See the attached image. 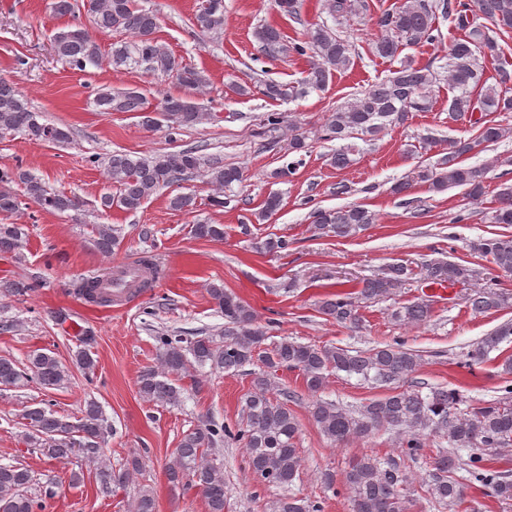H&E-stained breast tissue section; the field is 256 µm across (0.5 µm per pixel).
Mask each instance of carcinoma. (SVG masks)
I'll use <instances>...</instances> for the list:
<instances>
[{
	"label": "carcinoma",
	"mask_w": 512,
	"mask_h": 512,
	"mask_svg": "<svg viewBox=\"0 0 512 512\" xmlns=\"http://www.w3.org/2000/svg\"><path fill=\"white\" fill-rule=\"evenodd\" d=\"M367 8L366 0H324L323 9L335 20ZM52 11L60 16L77 10L84 11L90 23L100 32H126L132 41L112 47L117 64L144 67L150 73H161L174 79L180 86L196 89L205 83L204 75L184 64L156 36V14L138 4V0H53ZM443 10L455 15L465 37L448 47L446 81L452 96L448 98L450 117L470 120L474 114L485 112H512V73L502 69L496 82L483 79L482 59L496 55L497 44L489 37L474 17L490 20L502 32H512V0H398L378 21L379 34L373 40V52L381 58L393 59L405 46H422L436 41V12ZM192 25L201 33L220 34L224 31V0H206L195 13ZM265 52L274 54L283 48L282 36L272 26H261L256 32ZM298 56L308 58V68L301 80V88L269 81L260 84L264 96L284 99L320 90L334 70H345L352 63L353 45L333 29L317 24L309 28L302 42L288 47ZM51 51L71 69L84 72L99 65L101 46L82 26H67L51 38ZM441 74L432 65H421L412 59L400 62L390 76L329 113L322 126L321 138L336 140L342 145L328 155L329 164L339 170L354 163L353 139L376 137L389 126H403L416 112H427L432 107L431 92L440 83ZM94 103L98 111L143 112V96L132 89L97 90ZM160 112L171 126L200 124L211 117L188 96H168L160 105ZM21 133L31 141L67 144L71 133L56 125L40 121L39 113L14 83L0 78V134ZM505 134V129L490 121L481 123L473 139L448 142V151L434 163L419 165L413 171L414 180L428 184L435 192L463 186L466 195L478 200L485 194L486 169L461 165L464 156L483 144L494 143ZM91 164L103 168L106 179L118 193L101 197L105 211L118 207L127 212L140 209L143 202L156 191L170 186L182 176L193 174L200 167V159L191 149L171 151L153 157L117 153L109 157L92 156ZM207 182L218 190L231 189L241 182L242 173L226 168L216 161L205 171ZM19 186L15 191L13 186ZM28 199L42 210L65 213L79 209L80 201L54 189L21 166L0 171V215L17 213L22 199ZM280 194L271 192L255 213L256 219H269L280 207ZM492 224H512V185L499 191L496 205L489 215ZM377 222L375 212L363 205L352 204L336 209L315 212L314 231L322 236L350 238ZM96 248L109 253L123 239L122 228L116 224L95 226ZM193 234L198 238L221 240L222 224H196ZM24 224H0V253L20 255L26 243ZM472 249L490 258L495 267L512 273V236L481 238ZM414 272L408 266L389 265L381 275L365 279L357 295L338 291L334 297L321 302L323 315L339 324H356L360 320L359 302L378 300L403 287ZM478 276L470 266L443 259L430 260L421 265L419 279L430 283L473 285ZM160 270L152 257L142 256L135 263L133 274L125 270L108 272L82 279L75 284V293L85 302L109 306L112 289L124 288L137 294L153 286ZM38 287L24 280L0 281V292L9 296H24ZM209 294L224 315V344L211 337H202L187 344L177 336H159L156 366L139 377V393L144 401L160 405H178L181 390L172 376L187 369L190 362L208 365L216 371H237L246 365H258L249 389L241 397V419L232 430L214 420H206L186 432L175 448L166 468L169 483L184 488H195L204 497L209 512H224V466L210 458L214 443L229 438L243 443L254 478L270 489L279 491L273 501V512H322L317 501L305 500L288 489L302 471V458L295 440L298 421L288 409V393L283 398L274 396V375L282 368L301 372L307 392L313 397L309 404L310 416L320 432L334 444H344L352 438H366L380 430L394 431L400 436L402 456L415 460L425 447V439L432 436L448 442V449L438 452L433 470L428 474L426 498L430 508L454 509L464 501V489L478 484L490 491L502 503L512 501V478L502 471L487 466V455L512 443V404L494 402L463 412L459 409L462 395L457 389L421 387L393 392L356 409H344L331 401L317 397L332 374L356 375L375 385H390L415 373L419 354L395 341L367 351L353 352L335 346H317L290 340H278L270 335L271 327L257 324L252 307L224 290L212 285ZM473 311L488 313L512 305V293L495 288H480L469 298ZM432 307L426 301L404 304L391 311L390 318L399 325H421L430 321ZM512 336V323L500 326L482 337L469 354L470 361L481 362L497 351L500 344ZM73 365L84 375L91 376L96 360L91 345L83 344L75 355ZM71 377L70 368L54 355L35 352L22 368L10 357L0 356V388L17 386L31 379L43 389H57ZM28 431L25 443L55 460H65L76 451L97 458L95 478L105 488L123 486L131 476L143 468L142 458L136 454L126 459L125 466L115 469L107 460L98 457L101 442L112 432V427L101 407L94 400L86 404L81 417L70 422L46 407L26 411ZM469 451L464 459L458 451ZM32 475L21 464H0V512H42L45 500L55 496L54 484L48 483L39 496L28 494ZM344 484L352 512H407L409 499L407 473L394 460L365 453L352 461L345 473ZM132 512H155L152 491L143 489L132 504Z\"/></svg>",
	"instance_id": "1"
}]
</instances>
